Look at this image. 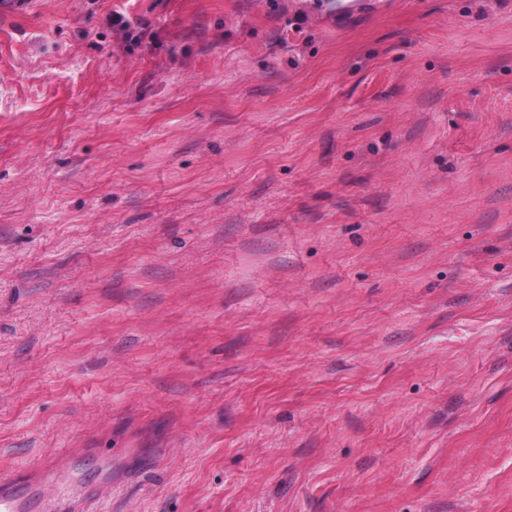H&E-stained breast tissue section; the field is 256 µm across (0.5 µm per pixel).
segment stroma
Wrapping results in <instances>:
<instances>
[{
	"label": "stroma",
	"instance_id": "stroma-1",
	"mask_svg": "<svg viewBox=\"0 0 512 512\" xmlns=\"http://www.w3.org/2000/svg\"><path fill=\"white\" fill-rule=\"evenodd\" d=\"M78 448L94 512H512V0L0 14V470Z\"/></svg>",
	"mask_w": 512,
	"mask_h": 512
}]
</instances>
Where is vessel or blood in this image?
I'll use <instances>...</instances> for the list:
<instances>
[{
  "mask_svg": "<svg viewBox=\"0 0 512 512\" xmlns=\"http://www.w3.org/2000/svg\"><path fill=\"white\" fill-rule=\"evenodd\" d=\"M65 452L23 472H0V512H92L96 492Z\"/></svg>",
  "mask_w": 512,
  "mask_h": 512,
  "instance_id": "1",
  "label": "vessel or blood"
}]
</instances>
